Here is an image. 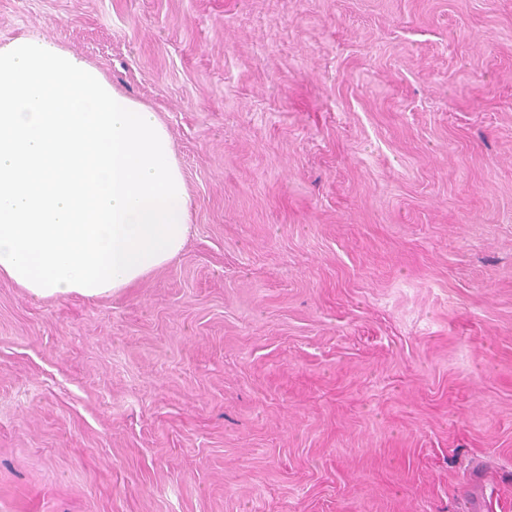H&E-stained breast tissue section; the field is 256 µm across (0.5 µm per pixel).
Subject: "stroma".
Wrapping results in <instances>:
<instances>
[{"mask_svg":"<svg viewBox=\"0 0 512 512\" xmlns=\"http://www.w3.org/2000/svg\"><path fill=\"white\" fill-rule=\"evenodd\" d=\"M165 124L181 252L0 279V512H512V0H0Z\"/></svg>","mask_w":512,"mask_h":512,"instance_id":"35a3bbf8","label":"stroma"}]
</instances>
